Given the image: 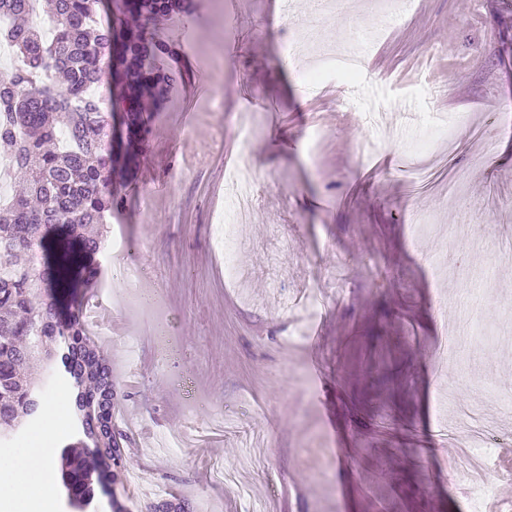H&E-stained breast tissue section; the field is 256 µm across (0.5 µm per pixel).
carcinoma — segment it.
I'll list each match as a JSON object with an SVG mask.
<instances>
[{"mask_svg": "<svg viewBox=\"0 0 512 512\" xmlns=\"http://www.w3.org/2000/svg\"><path fill=\"white\" fill-rule=\"evenodd\" d=\"M193 0H44L55 32L46 40L33 21L32 0H0V40L18 63L0 70V146L25 171L28 194L0 205V439L29 419L43 399L44 377H23L32 360L59 365L70 379L73 415L82 438L60 457L68 503L81 509L97 482L103 492L120 459L112 437V369L89 336L82 308L63 304L78 276L97 281L103 235L91 231L122 198L112 174L145 145L153 114L172 101L178 74L162 59L169 42L150 29L156 18L178 21ZM108 76V97L87 91ZM38 265L18 257L46 250Z\"/></svg>", "mask_w": 512, "mask_h": 512, "instance_id": "cac0c4a2", "label": "carcinoma"}]
</instances>
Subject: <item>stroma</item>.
Segmentation results:
<instances>
[{
    "mask_svg": "<svg viewBox=\"0 0 512 512\" xmlns=\"http://www.w3.org/2000/svg\"><path fill=\"white\" fill-rule=\"evenodd\" d=\"M224 3L162 23L182 79L116 178L109 234L146 244L183 350L160 360L139 310L111 298L116 333L97 341L126 478L112 512H512V459L492 449L472 497V477L449 481L458 449L437 432L462 402L512 442V10L348 0L317 15L292 0L287 23L274 0H238L229 35ZM311 15L318 38L281 55ZM357 41L356 81L335 68L308 93L319 52ZM243 164L265 199L235 227L232 281L211 226ZM413 210L428 218L417 229ZM278 232L284 286L309 290L313 309L270 286ZM470 291L487 343L441 353ZM174 431L184 447L159 450ZM33 434L58 460L71 411L19 432Z\"/></svg>",
    "mask_w": 512,
    "mask_h": 512,
    "instance_id": "1",
    "label": "stroma"
}]
</instances>
